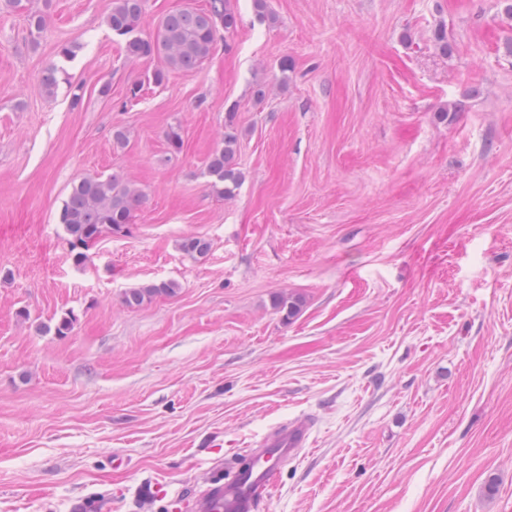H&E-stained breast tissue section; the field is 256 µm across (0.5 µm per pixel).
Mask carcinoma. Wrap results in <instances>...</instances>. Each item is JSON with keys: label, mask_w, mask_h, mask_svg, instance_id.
Masks as SVG:
<instances>
[{"label": "carcinoma", "mask_w": 512, "mask_h": 512, "mask_svg": "<svg viewBox=\"0 0 512 512\" xmlns=\"http://www.w3.org/2000/svg\"><path fill=\"white\" fill-rule=\"evenodd\" d=\"M143 15V0H112L106 23L109 29L125 38V56L133 61L158 57L165 68L151 72L149 81L161 85L170 70L193 71L211 55L220 31L230 32L237 26L236 14L225 0H209L205 8H183L168 13L159 23L153 37L138 35ZM238 137L232 119L225 122L223 146L214 150L208 164L212 187L226 197L235 195L241 175L232 166ZM143 198L115 174L84 176L76 180L58 212L57 221L67 235L73 261L83 265L87 251L105 232L123 233L131 223L132 213ZM211 249L208 240L190 236L182 242V250L193 258L205 257ZM178 286L173 281L149 283L133 287L123 294V303L138 307L157 296H170Z\"/></svg>", "instance_id": "cac0c4a2"}]
</instances>
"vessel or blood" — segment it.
Instances as JSON below:
<instances>
[{
  "label": "vessel or blood",
  "mask_w": 512,
  "mask_h": 512,
  "mask_svg": "<svg viewBox=\"0 0 512 512\" xmlns=\"http://www.w3.org/2000/svg\"><path fill=\"white\" fill-rule=\"evenodd\" d=\"M311 433L308 419L278 424L260 438L250 460L212 474L208 486L194 495L196 512H259L279 464L309 447Z\"/></svg>",
  "instance_id": "vessel-or-blood-1"
}]
</instances>
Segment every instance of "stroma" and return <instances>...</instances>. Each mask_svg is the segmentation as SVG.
<instances>
[{"instance_id": "stroma-1", "label": "stroma", "mask_w": 512, "mask_h": 512, "mask_svg": "<svg viewBox=\"0 0 512 512\" xmlns=\"http://www.w3.org/2000/svg\"><path fill=\"white\" fill-rule=\"evenodd\" d=\"M229 4L236 29L155 86L112 0H0V512H194L208 471L296 417L311 445L261 512H512V19L501 0ZM230 113L227 199L206 170ZM114 173L142 203L76 266L58 212ZM159 281L178 292L123 304Z\"/></svg>"}]
</instances>
